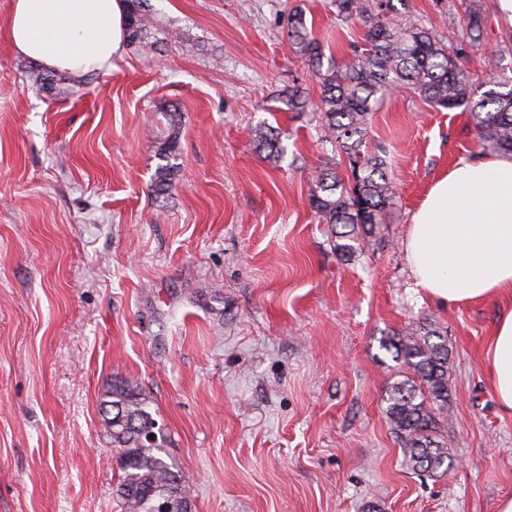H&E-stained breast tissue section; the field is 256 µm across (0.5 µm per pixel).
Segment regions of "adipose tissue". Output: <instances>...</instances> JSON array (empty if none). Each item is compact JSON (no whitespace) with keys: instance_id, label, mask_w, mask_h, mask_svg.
<instances>
[{"instance_id":"obj_1","label":"adipose tissue","mask_w":512,"mask_h":512,"mask_svg":"<svg viewBox=\"0 0 512 512\" xmlns=\"http://www.w3.org/2000/svg\"><path fill=\"white\" fill-rule=\"evenodd\" d=\"M123 0H14L6 28L13 48L49 69L108 70L122 48ZM419 291L466 303L512 288V154L479 157L439 177L414 211L404 241ZM492 386L512 413V310L487 350Z\"/></svg>"}]
</instances>
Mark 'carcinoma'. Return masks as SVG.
Masks as SVG:
<instances>
[{
	"mask_svg": "<svg viewBox=\"0 0 512 512\" xmlns=\"http://www.w3.org/2000/svg\"><path fill=\"white\" fill-rule=\"evenodd\" d=\"M339 26H363V43L352 44L350 58H325L324 46L307 24L303 10L290 11L288 34L298 57L320 85L316 106L321 141L331 145L346 165L347 177L324 169L315 181L310 202L320 223L339 228L333 249L342 261H352L378 244L376 229L386 223L394 191L386 152L366 145L369 120L393 90L410 92L432 107L468 113L478 146L512 153V76L503 71L488 82L477 79L464 48L448 46L446 37L421 23L408 22L393 0H332ZM127 45L151 47L145 33L152 21L147 0H126ZM484 16L468 10L460 43L476 41ZM291 112H305L308 99L298 89L286 95ZM168 136L160 147L151 190L172 191L180 164L175 153L179 114L164 112ZM256 148L276 160L286 149L278 132L260 125L252 130ZM383 347L403 369L386 398L385 415L402 449L406 466L430 476L451 468L447 443L440 433L447 420L448 345L440 331L427 324L406 327L383 341ZM102 425L116 449L121 472L116 498L121 512H169L191 507L192 486L175 465L169 435L158 428L150 401L138 382L112 383L102 404Z\"/></svg>",
	"mask_w": 512,
	"mask_h": 512,
	"instance_id": "cac0c4a2",
	"label": "carcinoma"
}]
</instances>
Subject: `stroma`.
Returning <instances> with one entry per match:
<instances>
[{
  "instance_id": "obj_1",
  "label": "stroma",
  "mask_w": 512,
  "mask_h": 512,
  "mask_svg": "<svg viewBox=\"0 0 512 512\" xmlns=\"http://www.w3.org/2000/svg\"><path fill=\"white\" fill-rule=\"evenodd\" d=\"M0 0V512H121L101 403L132 378L193 482L192 512H497L512 496V414L486 364L512 297L441 304L417 292L403 241L434 181L481 155L467 113L406 91L373 112L395 190L382 242L340 261L310 193L337 163L315 112L319 84L288 38L302 7L337 60L361 28L332 0H149V52L41 88L11 46ZM467 54L512 71L498 0ZM178 108L182 168L150 192ZM266 123L286 155L256 152ZM446 329V476L409 470L383 398L399 366L382 347L407 324Z\"/></svg>"
}]
</instances>
